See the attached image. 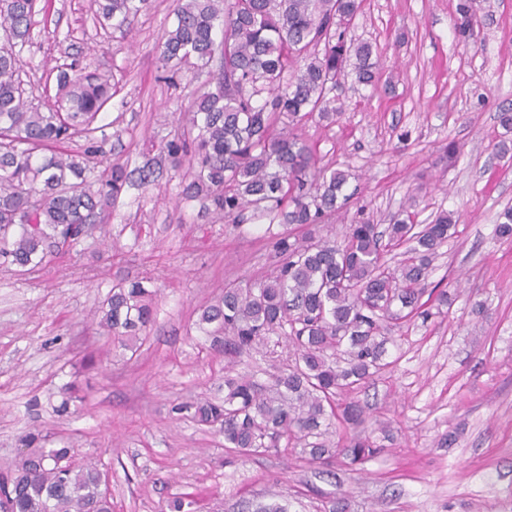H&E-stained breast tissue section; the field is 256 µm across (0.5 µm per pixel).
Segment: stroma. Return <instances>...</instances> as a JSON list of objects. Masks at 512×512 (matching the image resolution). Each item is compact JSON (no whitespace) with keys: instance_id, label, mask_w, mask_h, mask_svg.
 I'll return each instance as SVG.
<instances>
[{"instance_id":"1","label":"stroma","mask_w":512,"mask_h":512,"mask_svg":"<svg viewBox=\"0 0 512 512\" xmlns=\"http://www.w3.org/2000/svg\"><path fill=\"white\" fill-rule=\"evenodd\" d=\"M456 0H363L348 35L377 50L380 87L336 93L344 116L303 128L320 164L350 172L352 198L331 226L387 223L410 207L413 222L454 213L456 232L431 282L450 308L393 331L392 365L358 398L361 431L383 449L335 477L290 449L250 458L176 412L219 395L224 357L194 327L198 308L225 281L268 266L267 221H216L201 201L179 198L181 174L164 170L126 188L101 229L42 267L0 266V476L41 434L49 448L78 449L106 474L112 512H170L187 495L193 512H258L282 500L290 512H512V239L495 233L512 205V157L498 121L512 107V0H483L477 41L459 42ZM95 0H49L22 51L36 102L55 94V68L73 64L116 90L100 122L111 161L135 169L156 158L180 125V86L159 67L173 0H149L133 37L102 28ZM461 152L444 156L449 140ZM150 280L157 323L131 361L106 351L98 311L113 282ZM98 362L85 370L89 349ZM85 399L53 413L63 385Z\"/></svg>"}]
</instances>
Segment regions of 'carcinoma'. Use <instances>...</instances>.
I'll list each match as a JSON object with an SVG mask.
<instances>
[{"instance_id": "obj_1", "label": "carcinoma", "mask_w": 512, "mask_h": 512, "mask_svg": "<svg viewBox=\"0 0 512 512\" xmlns=\"http://www.w3.org/2000/svg\"><path fill=\"white\" fill-rule=\"evenodd\" d=\"M96 20L125 36L147 0H96ZM363 0H174L160 68L207 75L187 86L186 132L160 154L171 168L188 166L181 196L200 200L222 221L250 215L289 230L270 236L272 264L254 281H229L198 310L197 331L230 365L266 350V381L248 373L224 377V400L180 404L174 410L224 436V447L250 457L302 445L313 463L342 457L360 466L382 449L353 434L329 438L336 423L364 422L346 396L385 372L383 323L428 320L448 304L430 287L438 250L457 219L442 211L422 230L399 213L385 228L364 221L328 239L321 225L347 208L351 174L316 166L303 126L313 115L342 116L333 95L353 74L379 81L369 42L348 39ZM480 0H458L455 34L476 37ZM40 12L37 0H0V263L37 267L76 227L88 235L121 198L132 172L108 162L94 133L111 101L112 84L94 72L57 67L52 104L36 105L20 80L21 52ZM81 151L66 149L74 137ZM512 238V207L496 227ZM413 240L412 256L386 266L384 251ZM155 291L142 280L114 285L98 325L115 350L136 354L155 323ZM287 353L267 349L271 337ZM24 459L0 480V512H112V495L97 465L74 450L45 448L30 433Z\"/></svg>"}]
</instances>
